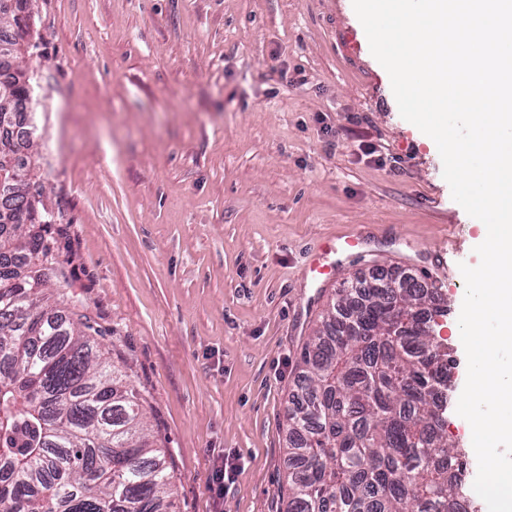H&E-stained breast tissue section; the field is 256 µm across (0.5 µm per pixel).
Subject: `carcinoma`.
Listing matches in <instances>:
<instances>
[{"label":"carcinoma","instance_id":"obj_1","mask_svg":"<svg viewBox=\"0 0 512 512\" xmlns=\"http://www.w3.org/2000/svg\"><path fill=\"white\" fill-rule=\"evenodd\" d=\"M3 22L0 43L30 35L28 15ZM28 81L0 62V92L15 103L0 128V512H171L174 475L143 397L90 318L41 289L55 256L25 174ZM379 282L339 289L302 347L288 512H457L464 498L466 452L442 433L439 298Z\"/></svg>","mask_w":512,"mask_h":512}]
</instances>
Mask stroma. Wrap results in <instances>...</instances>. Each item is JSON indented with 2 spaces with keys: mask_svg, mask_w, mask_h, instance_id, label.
<instances>
[{
  "mask_svg": "<svg viewBox=\"0 0 512 512\" xmlns=\"http://www.w3.org/2000/svg\"><path fill=\"white\" fill-rule=\"evenodd\" d=\"M30 27L46 292L84 303L146 395L176 512H286L298 352L374 267L441 293L458 401L479 230L352 0H31ZM359 233L366 259L308 273L317 245ZM221 462L237 471L217 500Z\"/></svg>",
  "mask_w": 512,
  "mask_h": 512,
  "instance_id": "obj_1",
  "label": "stroma"
}]
</instances>
